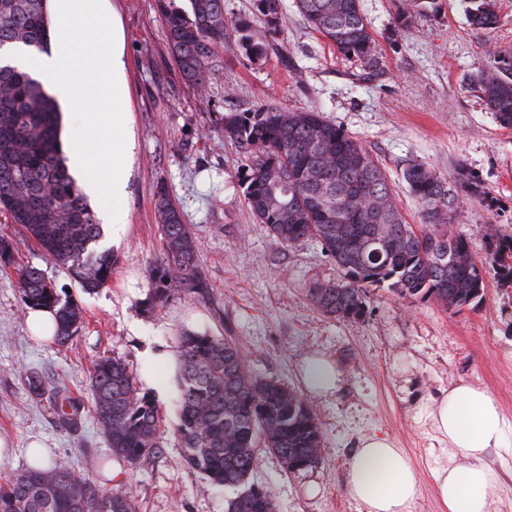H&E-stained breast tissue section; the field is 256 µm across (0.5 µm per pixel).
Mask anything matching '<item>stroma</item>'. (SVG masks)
Segmentation results:
<instances>
[{"instance_id": "obj_1", "label": "stroma", "mask_w": 512, "mask_h": 512, "mask_svg": "<svg viewBox=\"0 0 512 512\" xmlns=\"http://www.w3.org/2000/svg\"><path fill=\"white\" fill-rule=\"evenodd\" d=\"M436 4L422 14L414 0H361L385 70L372 78L359 61L345 59L307 28L294 0H283L276 29L255 24L266 57L250 61L228 37L203 95L174 65L155 0H108L124 33L136 141L123 201L128 225L111 282L89 295L0 212V238L13 252L12 264L0 265V438L15 450L0 463V483L26 469V450L37 440L52 460L68 461L81 477L106 488L112 454L90 402L93 364L119 358L139 385L145 343L173 350L181 332L200 330L235 340L251 373L297 394L298 364L307 350L331 355L348 374L336 397L307 400L322 432L317 466L291 472L277 456L260 454L249 482L270 490L275 512H358L344 488L346 465L358 437L372 430L389 434L411 460L421 485L414 512H441L434 442L416 420L414 403L470 382L492 392L512 419V285L488 280L482 304L457 314L378 289L370 291L362 317L326 315L309 290L341 280L340 269L318 241L286 246L254 221L241 186L252 158L224 136V114L231 109L266 104L324 112L385 169L396 205L417 226L421 208L403 178L405 167L418 162L450 180L466 169L495 202L461 196L448 230L465 235L473 256L485 258L483 227L512 235V130L500 128L472 78L494 70L493 50L512 52V0H495L499 24L487 31L471 28L462 0ZM160 182L194 233L209 292L203 298L176 293L150 309L149 271L164 253L154 197ZM27 264L82 308L68 346L29 335L16 274ZM32 378L41 380V394L30 391ZM157 378L161 451L123 465L119 485L133 496L137 512H226L233 489L212 486L182 459L177 376L161 370ZM60 389L79 408L75 424L56 413Z\"/></svg>"}]
</instances>
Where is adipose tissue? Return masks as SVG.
I'll return each mask as SVG.
<instances>
[{
	"label": "adipose tissue",
	"instance_id": "1",
	"mask_svg": "<svg viewBox=\"0 0 512 512\" xmlns=\"http://www.w3.org/2000/svg\"><path fill=\"white\" fill-rule=\"evenodd\" d=\"M303 390L329 399L347 382V373L330 356L308 352L298 370ZM417 418L433 433L440 448L433 477L442 512H488L502 477L490 456L512 453V420L486 388L461 383L422 399ZM345 490L361 512H413L420 495L414 467L392 437L361 435L345 473Z\"/></svg>",
	"mask_w": 512,
	"mask_h": 512
}]
</instances>
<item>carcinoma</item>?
I'll return each instance as SVG.
<instances>
[{"label": "carcinoma", "instance_id": "obj_1", "mask_svg": "<svg viewBox=\"0 0 512 512\" xmlns=\"http://www.w3.org/2000/svg\"><path fill=\"white\" fill-rule=\"evenodd\" d=\"M469 25L490 30L498 24L494 0H464ZM165 20L172 58L183 80L200 90L210 80V64L235 33L251 61L266 56V44L253 30L254 18L276 28L282 0H254L255 17L244 15L227 26L224 0H190V11L156 0ZM307 27L347 59L364 63L369 74H385L360 0H295ZM48 0H0V49L24 46L49 51ZM495 71L476 75L474 85L497 123L512 128V53L494 51ZM224 136L249 150L244 201L258 224L279 243L317 240L342 270L343 279L310 289L326 314L360 317L370 289L385 288L406 300L434 301L460 313L484 299L487 276L512 284V237L485 232L490 257L476 260L467 238L448 232L459 208V191L493 202L491 192L461 170L455 181L421 163H410L403 177L421 207L426 227L415 232L393 208L389 246L359 255L351 244L365 238L379 206L392 202L388 175L362 144L317 109L289 112L263 105L224 114ZM156 219L164 243L161 262L150 271L153 292L147 306L164 304L171 294H207L198 265L194 233L183 223L166 186H156ZM0 211L22 227L28 240L53 262L67 267L79 287L95 293L112 279L116 258L101 247L103 231L87 197L70 174L60 139V108L43 83L18 66L0 65ZM24 307L47 308L58 317L54 341L74 338L82 310L62 297L55 284L33 266L17 269ZM180 340L179 426L184 462L210 484L241 487L227 512H275L271 493L247 485L261 451L289 470L316 466L314 449L322 433L308 404L288 388L244 368L239 346L205 332L186 331ZM89 391L112 458L135 464L157 456L161 415L142 393L125 364L101 358L93 365ZM0 512H137L118 486L101 493L64 462L45 470L28 469L0 484Z\"/></svg>", "mask_w": 512, "mask_h": 512}]
</instances>
